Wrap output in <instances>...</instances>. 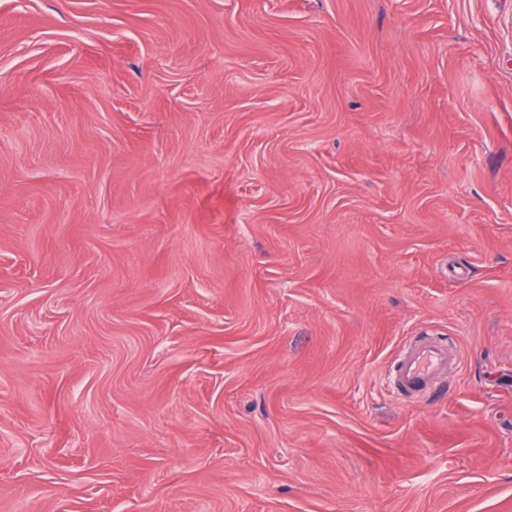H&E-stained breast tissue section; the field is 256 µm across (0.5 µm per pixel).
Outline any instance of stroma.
<instances>
[{"mask_svg": "<svg viewBox=\"0 0 512 512\" xmlns=\"http://www.w3.org/2000/svg\"><path fill=\"white\" fill-rule=\"evenodd\" d=\"M0 512H512V0H0ZM460 363L454 343L444 342L427 330L413 336L398 359L393 385L402 395L422 397L448 369Z\"/></svg>", "mask_w": 512, "mask_h": 512, "instance_id": "35a3bbf8", "label": "stroma"}]
</instances>
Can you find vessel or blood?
<instances>
[{"label": "vessel or blood", "instance_id": "obj_1", "mask_svg": "<svg viewBox=\"0 0 512 512\" xmlns=\"http://www.w3.org/2000/svg\"><path fill=\"white\" fill-rule=\"evenodd\" d=\"M460 358L456 345L421 331L404 346L398 359L393 385L400 394L426 395Z\"/></svg>", "mask_w": 512, "mask_h": 512}]
</instances>
